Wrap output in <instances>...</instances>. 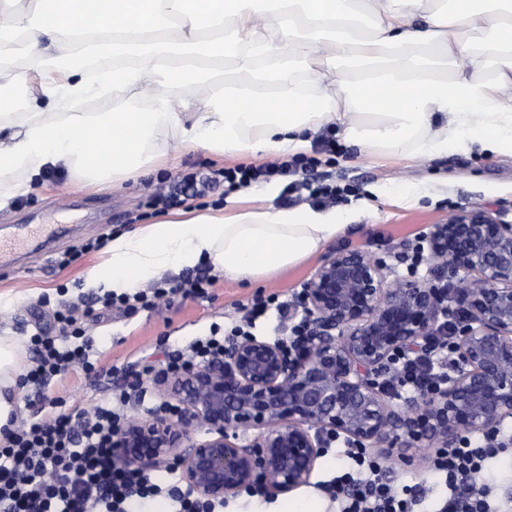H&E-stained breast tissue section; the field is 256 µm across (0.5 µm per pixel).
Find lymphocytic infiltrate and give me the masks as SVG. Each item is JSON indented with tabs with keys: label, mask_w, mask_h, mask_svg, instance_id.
I'll use <instances>...</instances> for the list:
<instances>
[{
	"label": "lymphocytic infiltrate",
	"mask_w": 512,
	"mask_h": 512,
	"mask_svg": "<svg viewBox=\"0 0 512 512\" xmlns=\"http://www.w3.org/2000/svg\"><path fill=\"white\" fill-rule=\"evenodd\" d=\"M296 161L266 166H239L208 177L212 186L248 187L262 177L285 176ZM58 335L36 337L38 363L20 377L24 386L45 387L53 377L78 364L94 372L82 330L71 311H56ZM218 327L167 352L166 369L202 363L224 350ZM455 336L438 338L437 353H408L394 360L390 390L396 395L430 392L448 377ZM125 422L120 409L97 406L51 419L25 420L16 429L0 432V512H152L159 486L144 470L114 461L112 435ZM497 454L488 444L470 440L438 449L430 469L443 477L448 495L439 512H492L483 497L486 464ZM343 473L325 481L323 488L338 512H418L429 485L398 486L386 476L381 461L367 449L345 451Z\"/></svg>",
	"instance_id": "lymphocytic-infiltrate-1"
}]
</instances>
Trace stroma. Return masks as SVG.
<instances>
[{"instance_id":"stroma-1","label":"stroma","mask_w":512,"mask_h":512,"mask_svg":"<svg viewBox=\"0 0 512 512\" xmlns=\"http://www.w3.org/2000/svg\"><path fill=\"white\" fill-rule=\"evenodd\" d=\"M331 135L327 127L312 133L310 154L319 158L320 164L306 177L347 185L351 191L335 205L345 229L324 247L322 256L287 270L271 271L258 281L221 277L203 297L177 296L172 302L141 307L129 315L115 309L96 317L103 294L79 286L113 233L176 216V209L162 210L151 203L176 177L239 165L259 166L277 161V154L220 160L203 149L184 145L173 132L165 131L158 140L162 161L145 175L89 189L68 171L52 170L35 190L0 210V236L10 237L29 227L45 242L37 253L0 268V290L11 288L21 294L12 308L0 311V330L31 340L49 328L55 310L72 308L95 365L91 374L79 366L69 368L51 380L40 398L35 397L33 387H24L18 397V419L47 418L59 408L79 411L107 402L132 383L134 373L145 363L160 365L163 349L182 347L194 337L208 334L215 324L227 330L243 324L245 307L258 294L278 296L287 302L288 310L283 314L270 310L252 324L250 334L270 340L288 338L292 327L305 316L299 296L323 255L362 250L404 275L408 269L402 255L411 253L420 233H431L434 225L445 222L456 210L481 208L512 225L511 157L474 152L379 158L341 141L331 154L321 149L322 139ZM417 188L423 189V196L415 204H404V197ZM344 449L340 440L325 448L313 484L286 497L269 494L258 499L242 493L225 500L223 512H279L287 499L313 503L317 512H334V504L317 483L344 465Z\"/></svg>"}]
</instances>
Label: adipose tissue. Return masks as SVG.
Here are the masks:
<instances>
[{
    "mask_svg": "<svg viewBox=\"0 0 512 512\" xmlns=\"http://www.w3.org/2000/svg\"><path fill=\"white\" fill-rule=\"evenodd\" d=\"M0 0V50L53 53V69L0 62V208L63 168L95 187L148 170L160 131L221 157L307 152L312 132L377 154L512 156V0ZM489 32L476 44L472 32ZM109 51L116 65L79 57ZM232 60L241 76L194 83ZM151 89V105H140ZM94 98V112L77 111ZM335 212L191 211L114 234L87 289L128 293L167 269L256 279L316 256ZM25 348L0 335V429L12 426Z\"/></svg>",
    "mask_w": 512,
    "mask_h": 512,
    "instance_id": "1",
    "label": "adipose tissue"
}]
</instances>
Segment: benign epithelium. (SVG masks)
<instances>
[{
    "label": "benign epithelium",
    "mask_w": 512,
    "mask_h": 512,
    "mask_svg": "<svg viewBox=\"0 0 512 512\" xmlns=\"http://www.w3.org/2000/svg\"><path fill=\"white\" fill-rule=\"evenodd\" d=\"M428 259L436 281L394 275L363 251L330 254L304 289L307 332L295 351L244 336L204 364L158 373L178 415L129 419L112 447L130 466L177 465L198 499L221 503L258 481L276 495L308 485L328 437L412 465L423 448L494 436L512 419V225L459 209L434 226ZM443 280L456 285L451 305ZM449 319L448 383L394 402L385 385L395 356L429 349ZM190 418L206 437H192Z\"/></svg>",
    "instance_id": "1"
}]
</instances>
